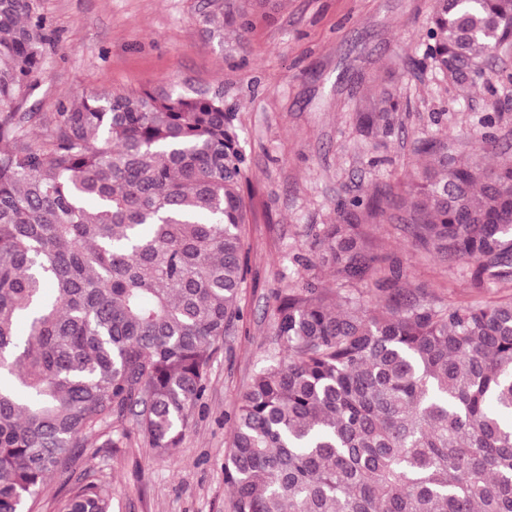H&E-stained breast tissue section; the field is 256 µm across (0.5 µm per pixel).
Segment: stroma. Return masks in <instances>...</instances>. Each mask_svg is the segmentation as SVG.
Instances as JSON below:
<instances>
[{
	"label": "stroma",
	"mask_w": 512,
	"mask_h": 512,
	"mask_svg": "<svg viewBox=\"0 0 512 512\" xmlns=\"http://www.w3.org/2000/svg\"><path fill=\"white\" fill-rule=\"evenodd\" d=\"M197 0H41L54 31L38 88L25 109L44 116L81 91L163 88L224 92L247 159L249 274L246 322L220 342L207 392L177 448L160 456L135 428L118 447L83 456L50 477L37 512H55L78 474L112 485V512H230L224 483L229 416L251 377L276 353L274 293L302 274L316 229L336 221L338 200L390 189L427 134L449 136L459 159L494 166L512 159V52L497 53L475 84L440 81L424 57L434 0H277L253 11L249 28L223 39L199 23ZM396 89L391 134L360 132L357 112ZM492 124H483L485 116ZM374 254L398 259L399 286L423 284L445 304L512 294V283L477 288L454 263L411 247L396 224H368Z\"/></svg>",
	"instance_id": "stroma-1"
}]
</instances>
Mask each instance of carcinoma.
Returning a JSON list of instances; mask_svg holds the SVG:
<instances>
[{
	"label": "carcinoma",
	"mask_w": 512,
	"mask_h": 512,
	"mask_svg": "<svg viewBox=\"0 0 512 512\" xmlns=\"http://www.w3.org/2000/svg\"><path fill=\"white\" fill-rule=\"evenodd\" d=\"M201 0L210 35L247 29L244 3ZM425 57L475 81L512 48V0H435ZM40 0H0V512L117 447L126 417L165 454L208 388L215 345L244 321L246 156L219 90L76 93L30 132L21 108L45 63ZM386 91L362 110L388 129ZM395 217L383 198L336 204L318 261L350 283L337 304L305 260L277 293L279 357L256 372L224 453L231 512H512V295L435 305L396 290L350 216L397 220L477 285L512 281V160L460 161L422 139ZM26 324L27 337L18 327ZM86 473L57 512H112Z\"/></svg>",
	"instance_id": "cac0c4a2"
}]
</instances>
